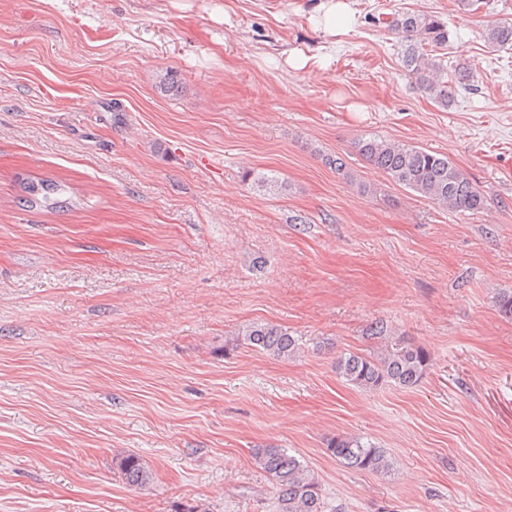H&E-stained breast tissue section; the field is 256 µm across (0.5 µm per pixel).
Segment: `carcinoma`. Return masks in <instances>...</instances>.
Segmentation results:
<instances>
[{
    "label": "carcinoma",
    "mask_w": 512,
    "mask_h": 512,
    "mask_svg": "<svg viewBox=\"0 0 512 512\" xmlns=\"http://www.w3.org/2000/svg\"><path fill=\"white\" fill-rule=\"evenodd\" d=\"M391 27L405 39L403 65L408 76L439 107L448 108L458 91L470 85L474 75L460 69L450 79L441 62L432 57V52L448 44L447 26L434 15L407 11L394 16ZM485 38L494 49L512 47V21L489 25ZM355 149L373 168L453 213H474L486 203L483 191L444 155L377 137L358 140ZM25 190L24 203L28 206L39 204L52 208L51 195L59 192L61 186L42 180L28 183ZM370 331L381 339L377 353L370 356L350 353L336 362V372L348 384L365 391L392 384L409 389L425 378L430 368V353L425 348L391 336V330L382 321L372 324ZM241 346L287 358L299 351L287 329L269 323L243 327L225 349ZM327 451L337 462L353 470L382 474L391 467L384 449L358 436L338 435L329 440ZM255 459L273 480L276 512H328L321 484L287 449L258 448ZM115 465L131 487H143L151 481L149 467L138 456L117 458Z\"/></svg>",
    "instance_id": "carcinoma-1"
}]
</instances>
